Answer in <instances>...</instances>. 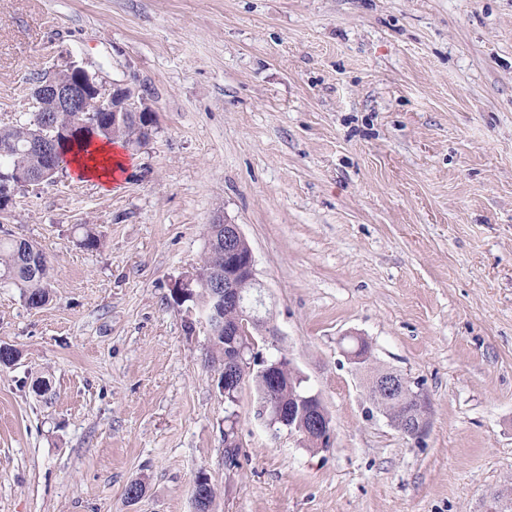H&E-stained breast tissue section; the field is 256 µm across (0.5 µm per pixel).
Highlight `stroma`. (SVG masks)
<instances>
[{
    "label": "stroma",
    "mask_w": 512,
    "mask_h": 512,
    "mask_svg": "<svg viewBox=\"0 0 512 512\" xmlns=\"http://www.w3.org/2000/svg\"><path fill=\"white\" fill-rule=\"evenodd\" d=\"M66 62L155 124L110 189L66 170L17 197L55 276L36 309L0 288V512H194L201 473L211 512H478L512 485V0H0V127ZM224 222L327 450L248 386L224 464L220 364L172 291ZM349 337L422 383L423 439L367 415Z\"/></svg>",
    "instance_id": "35a3bbf8"
}]
</instances>
